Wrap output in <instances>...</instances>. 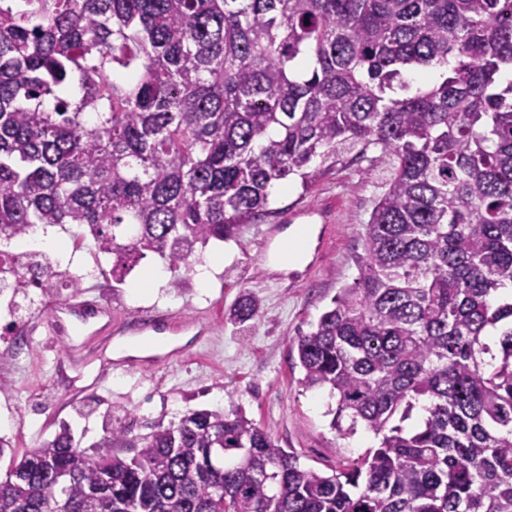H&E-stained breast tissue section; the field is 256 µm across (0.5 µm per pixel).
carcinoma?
<instances>
[{"label": "carcinoma", "instance_id": "cac0c4a2", "mask_svg": "<svg viewBox=\"0 0 512 512\" xmlns=\"http://www.w3.org/2000/svg\"><path fill=\"white\" fill-rule=\"evenodd\" d=\"M507 69L512 0H0V239L68 224L115 284L155 256L181 288L274 186L350 153L386 172L353 285L293 339L299 385L377 448L329 475L239 410L108 415L93 452L65 429L12 454L0 512H512Z\"/></svg>", "mask_w": 512, "mask_h": 512}]
</instances>
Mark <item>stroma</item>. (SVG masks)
<instances>
[{
	"instance_id": "stroma-1",
	"label": "stroma",
	"mask_w": 512,
	"mask_h": 512,
	"mask_svg": "<svg viewBox=\"0 0 512 512\" xmlns=\"http://www.w3.org/2000/svg\"><path fill=\"white\" fill-rule=\"evenodd\" d=\"M381 177L380 166L344 160L309 186L288 182L272 197L278 215L242 227L233 255L208 287L192 277L181 289L164 285L134 299L131 290L144 269L158 263L149 257L122 285L95 269L79 291L51 288L42 303L20 305L14 335L0 333V349L18 353L0 375L10 387L0 393V438L16 439L22 452L67 425L90 444L101 438L107 415L146 434L191 409L239 408L308 467L326 473L361 458L378 438L362 428L349 438L331 429L329 393L300 387L290 341L353 284ZM302 224L310 227L305 255L282 268L281 238ZM273 225L278 231L271 237ZM248 292L261 300L258 318L242 326L226 321L225 310ZM78 302L98 307L99 315L84 319L56 309ZM141 320L152 323V349L166 362L114 366L118 352L132 351L139 338L132 326ZM174 322L182 323L181 331L171 330Z\"/></svg>"
}]
</instances>
